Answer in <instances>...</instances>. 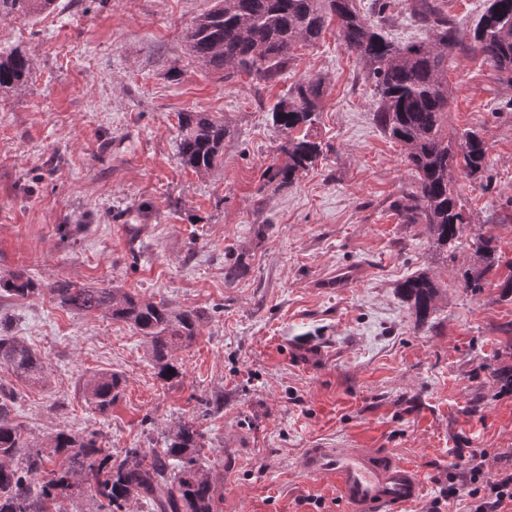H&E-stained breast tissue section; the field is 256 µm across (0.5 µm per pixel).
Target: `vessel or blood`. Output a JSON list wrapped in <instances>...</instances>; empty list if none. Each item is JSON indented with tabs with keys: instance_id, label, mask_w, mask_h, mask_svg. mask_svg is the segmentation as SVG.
Wrapping results in <instances>:
<instances>
[{
	"instance_id": "b4317fda",
	"label": "vessel or blood",
	"mask_w": 512,
	"mask_h": 512,
	"mask_svg": "<svg viewBox=\"0 0 512 512\" xmlns=\"http://www.w3.org/2000/svg\"><path fill=\"white\" fill-rule=\"evenodd\" d=\"M299 469L331 479L347 512H404L422 489L415 468L375 448H309Z\"/></svg>"
}]
</instances>
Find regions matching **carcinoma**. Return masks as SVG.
Listing matches in <instances>:
<instances>
[{"label":"carcinoma","mask_w":512,"mask_h":512,"mask_svg":"<svg viewBox=\"0 0 512 512\" xmlns=\"http://www.w3.org/2000/svg\"><path fill=\"white\" fill-rule=\"evenodd\" d=\"M56 0H0V19L33 16L53 8ZM336 19L347 48L368 69L374 85L375 123L405 148V162L414 174L411 204L402 207L405 224L425 226L435 248L448 251L464 244L470 226L453 173L483 183L490 145L480 131L464 129L448 139V61L453 49L468 39L512 85V0H489L472 28L461 32L431 0H413L410 18L427 29L428 40L398 45L362 14L354 0H222L200 15L188 30L192 56L229 80L245 73L266 82L285 69L299 44L313 45L331 19ZM30 60L18 50L0 54V91L22 87ZM322 79L306 76L288 89V97L272 108V121L285 133L282 161L266 167L262 178L279 190L296 182L323 156L312 134L322 94ZM224 120L205 112L179 116L178 157L196 173L214 170L224 156ZM470 246L479 266L466 269L460 286L482 292L486 275L499 268L495 239L479 235ZM416 319L433 314L436 287L419 273L397 286ZM0 291L14 297L41 294V284L19 274L0 277ZM50 291L57 305L84 315L96 313L130 324L148 344L156 376L177 383L182 376L176 352L196 338L200 314L176 311L164 303L144 302L121 288L78 287L56 282ZM0 366L32 384L46 380L43 358L23 341L6 334L0 323ZM173 373H168V370ZM122 379L97 372L83 383L86 402L106 415L118 397ZM14 393L0 386V512H59L64 501L90 494L98 512H128L134 500H146L152 512H216L212 477L200 462L203 434L191 420L169 429L165 447L127 448L114 454L91 432L58 430L33 444L13 414ZM53 463L52 469L46 463Z\"/></svg>","instance_id":"obj_1"}]
</instances>
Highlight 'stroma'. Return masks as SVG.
<instances>
[{
	"label": "stroma",
	"mask_w": 512,
	"mask_h": 512,
	"mask_svg": "<svg viewBox=\"0 0 512 512\" xmlns=\"http://www.w3.org/2000/svg\"><path fill=\"white\" fill-rule=\"evenodd\" d=\"M214 4L56 0L0 20V51L30 60L27 84L0 92V276L112 286L202 315L171 386L129 324L64 310L47 290L4 298L10 334L48 369L34 386L0 368L15 420L35 441L94 432L116 453L163 447L175 422L194 421L218 512H346L331 481L299 471L308 448L388 449L423 482L404 512H467L468 454L484 479L512 473V394L492 374L512 365V295L498 288L512 274V86L465 48L448 68L449 133L474 128L490 145L488 185L456 182L467 234L495 237L505 260L474 296L458 287L471 248L443 252L401 222L415 177L336 25L280 79L227 81L184 40ZM307 75L323 80V155L276 190L262 179L285 138L270 109ZM182 112L224 120L209 174L179 162ZM237 259L247 270L226 284ZM420 272L439 289L422 328L396 292ZM99 371L123 378L105 415L81 389Z\"/></svg>",
	"instance_id": "obj_1"
}]
</instances>
